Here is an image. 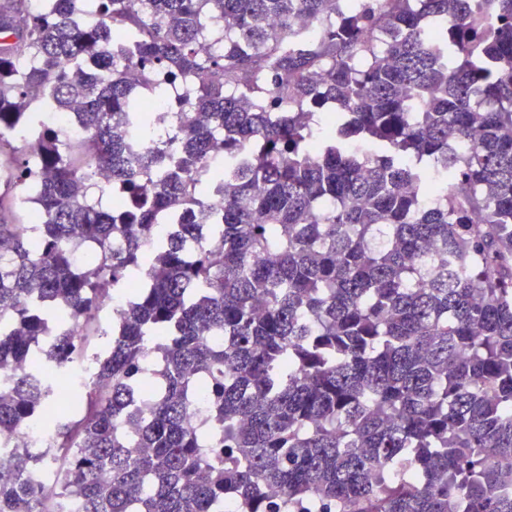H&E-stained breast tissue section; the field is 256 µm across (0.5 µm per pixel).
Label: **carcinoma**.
<instances>
[{"mask_svg": "<svg viewBox=\"0 0 512 512\" xmlns=\"http://www.w3.org/2000/svg\"><path fill=\"white\" fill-rule=\"evenodd\" d=\"M481 5L0 0V431L54 423L57 469L50 498L18 449L0 512H512V0ZM134 65L186 84L141 158ZM73 103L89 139L16 135ZM219 181L222 246L189 259ZM103 280L138 288L61 413Z\"/></svg>", "mask_w": 512, "mask_h": 512, "instance_id": "1", "label": "carcinoma"}]
</instances>
